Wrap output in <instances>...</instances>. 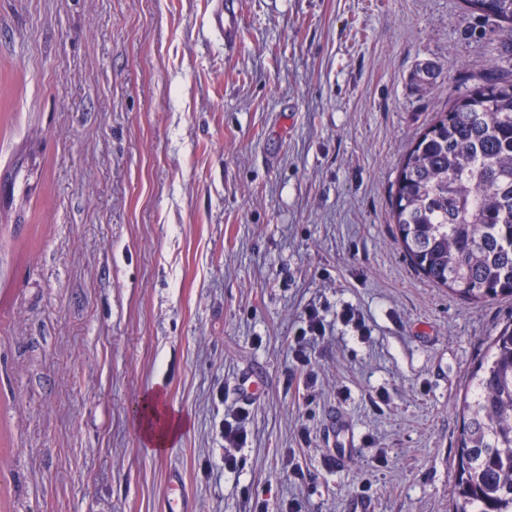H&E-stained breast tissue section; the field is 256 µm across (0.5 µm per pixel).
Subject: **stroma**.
Segmentation results:
<instances>
[{
  "label": "stroma",
  "mask_w": 512,
  "mask_h": 512,
  "mask_svg": "<svg viewBox=\"0 0 512 512\" xmlns=\"http://www.w3.org/2000/svg\"><path fill=\"white\" fill-rule=\"evenodd\" d=\"M216 2L0 0V512H451L461 399L512 296L429 283L391 202L495 24L463 0H237L228 51ZM151 391L189 421L160 456ZM323 332V323L318 318V315L315 314L314 312L309 313L307 331L304 329L302 331V335L296 337V348L294 349V358L297 362L301 364L307 363V356L304 351V341L306 340L307 333H309L310 338L315 339L318 336H322ZM241 409L233 416V421L227 418L224 420V467L233 470L237 467V456L235 452L243 447L246 441V430L243 426L245 413Z\"/></svg>",
  "instance_id": "obj_1"
}]
</instances>
